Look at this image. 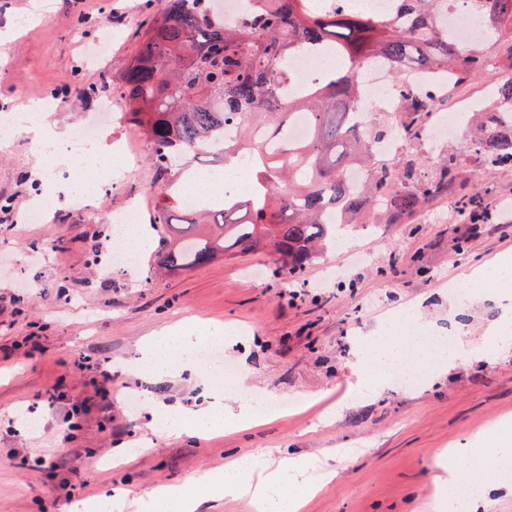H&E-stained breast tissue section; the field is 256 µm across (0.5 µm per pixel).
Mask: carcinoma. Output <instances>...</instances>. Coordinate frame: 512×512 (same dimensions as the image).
<instances>
[{
    "label": "carcinoma",
    "mask_w": 512,
    "mask_h": 512,
    "mask_svg": "<svg viewBox=\"0 0 512 512\" xmlns=\"http://www.w3.org/2000/svg\"><path fill=\"white\" fill-rule=\"evenodd\" d=\"M209 2L165 0L160 18L137 32L121 75L128 121L151 145L156 177L150 190L161 198L153 223L174 229L155 247L160 269L177 272L220 255L246 258L270 250L295 274L337 238L338 224H397L423 205L431 189L421 188L417 164L373 151L395 131L419 139L423 105L401 82L408 102L401 125H380L369 103L361 112L370 122L359 124L358 71L375 58L399 71L465 80L483 59L481 46L463 50L448 35L445 11L457 0H391L384 16L339 3L317 9L314 0H258L234 26L211 12ZM468 2L483 14L486 43L505 40L512 50V0ZM327 46L339 51L343 64L314 90L282 93L297 81L291 58ZM494 104L496 114L473 113L468 143L489 169L512 164V76L498 86ZM301 115L309 133L295 141L290 128ZM226 130L235 137L217 142ZM203 157L251 170L247 206L228 189L213 206L202 199L192 211L167 205L179 201L175 176ZM353 162L365 171L354 186L347 180ZM457 174L456 158L445 159L434 189H451Z\"/></svg>",
    "instance_id": "obj_1"
}]
</instances>
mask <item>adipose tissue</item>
<instances>
[{"mask_svg": "<svg viewBox=\"0 0 512 512\" xmlns=\"http://www.w3.org/2000/svg\"><path fill=\"white\" fill-rule=\"evenodd\" d=\"M475 288L501 301L512 298V253L502 255L494 266L473 276ZM425 325L421 308L414 305L385 319L377 335L367 337L359 350V386L353 396L364 399L373 396L375 389L386 386L396 366L403 365L417 375L434 367H448L456 361L473 355L466 341H459L449 352L431 351L420 343ZM235 330L229 325H216L205 334L167 332L150 337L144 344L139 363L143 371L153 375L173 372H195V356L205 342L231 341ZM168 423L165 434L180 435L186 431L206 434L225 427L242 426L270 417L267 409H257L250 401L239 400L237 406L225 405L220 393H212L197 409L164 412ZM490 458H483L469 448H455L442 455L437 463V512H477L484 500L483 488L489 471L488 459H512V424L501 423L491 437ZM314 463L309 459L291 460L282 467L256 477L254 457H240L225 464L223 470L209 473L203 484L212 495H244L251 497L258 512H297L299 497L310 492L305 476Z\"/></svg>", "mask_w": 512, "mask_h": 512, "instance_id": "adipose-tissue-1", "label": "adipose tissue"}]
</instances>
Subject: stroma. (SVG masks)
<instances>
[{
    "label": "stroma",
    "instance_id": "stroma-1",
    "mask_svg": "<svg viewBox=\"0 0 512 512\" xmlns=\"http://www.w3.org/2000/svg\"><path fill=\"white\" fill-rule=\"evenodd\" d=\"M0 0V30L14 34L0 54V108L59 98L49 122L69 131L100 101L126 112L119 80L135 48V32L162 14L161 0ZM111 28L110 44L100 42ZM474 77L449 86L489 104L512 66L506 46L486 47ZM30 128L0 153V512H67L70 502L126 490L129 512H150L160 487H191L232 458L253 455L260 467L294 455L319 461L331 480L307 496L299 512H434L435 460L469 445L488 454L489 436L512 419V346L488 350L484 336L503 308L492 296L453 292L471 273L512 252V164L486 170L466 143L448 139L406 156L425 176L457 156L455 189L431 193L424 208L397 224H355L342 246L327 249L296 275L272 253L218 259L158 277L150 249L130 266L101 268L113 232L107 218L131 201L142 218L156 204L146 189L148 159L117 185L94 196V211L52 196L42 222H28L46 166L29 150ZM481 192L480 228L469 234L459 197ZM58 241L55 249L45 248ZM421 306L439 336H464L474 354L425 382L392 385L368 400L342 404L355 383L357 347L401 308ZM229 323L240 335L220 345L254 404L287 411L246 429L204 437L158 434L152 409H194L212 391L198 378H154L138 366L149 336L196 323ZM119 377L97 393L98 370ZM86 411L78 429L68 412ZM33 412L37 425L25 422ZM129 457L115 460L117 449ZM45 460L33 469L36 460Z\"/></svg>",
    "mask_w": 512,
    "mask_h": 512
}]
</instances>
